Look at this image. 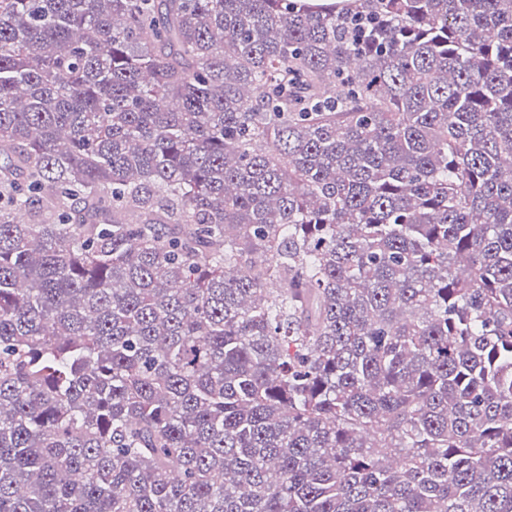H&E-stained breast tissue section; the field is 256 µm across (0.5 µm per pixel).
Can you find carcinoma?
<instances>
[{"instance_id":"obj_1","label":"carcinoma","mask_w":512,"mask_h":512,"mask_svg":"<svg viewBox=\"0 0 512 512\" xmlns=\"http://www.w3.org/2000/svg\"><path fill=\"white\" fill-rule=\"evenodd\" d=\"M0 512H512V0H0Z\"/></svg>"}]
</instances>
